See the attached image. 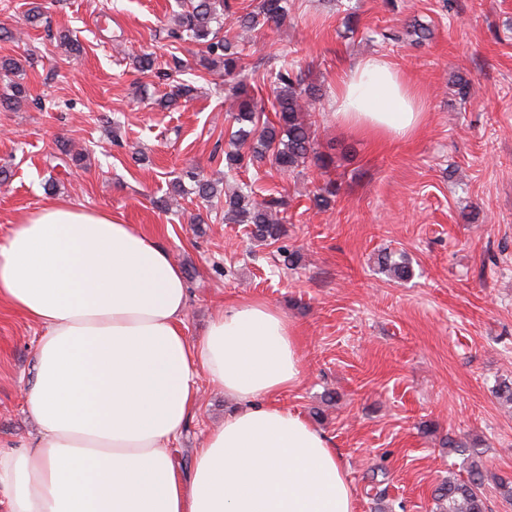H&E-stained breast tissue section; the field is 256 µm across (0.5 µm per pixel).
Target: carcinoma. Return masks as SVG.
<instances>
[{"label":"carcinoma","mask_w":512,"mask_h":512,"mask_svg":"<svg viewBox=\"0 0 512 512\" xmlns=\"http://www.w3.org/2000/svg\"><path fill=\"white\" fill-rule=\"evenodd\" d=\"M230 12L228 0H183L180 11L173 15L170 36L202 46L197 65L209 72H220L233 80L232 91L237 100L233 113L236 129L231 132L230 149L224 152L225 167L234 171L269 162L282 173L297 174L313 163L328 168L330 159L317 151L311 113L323 97V89L304 79L288 63L264 70L250 65L247 54L239 44H232L221 35L224 15ZM288 17V0H259L252 11H243L236 17L239 26L247 31L258 27L277 25ZM262 74V83L270 86L272 95L254 93L252 77ZM194 92L189 83L179 82L174 90L162 97L158 105L169 109L181 98ZM271 111L274 119L266 112ZM185 177L193 183L192 191L200 204L208 206L215 199L224 198V222L246 224L250 235L258 242L275 243L285 234L286 202L275 192L258 198L252 188H239L231 193L217 184L203 181L198 173L189 170ZM338 189L333 182L313 197L319 209H328L335 201ZM379 264L398 281L412 276L409 262L394 253H384ZM463 456L468 477L461 479L451 473L436 489L435 500L439 512H487L483 492V471L477 448H455Z\"/></svg>","instance_id":"1"}]
</instances>
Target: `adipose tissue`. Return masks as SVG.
<instances>
[{"label":"adipose tissue","mask_w":512,"mask_h":512,"mask_svg":"<svg viewBox=\"0 0 512 512\" xmlns=\"http://www.w3.org/2000/svg\"><path fill=\"white\" fill-rule=\"evenodd\" d=\"M335 118L351 136L417 133L420 90L379 55L343 73ZM188 283L155 236L54 200L0 242V303L40 326L24 398L37 433L0 451L6 512H354L327 436L279 402L303 379L298 330L264 301L230 302L197 340ZM235 401L183 472L170 448L197 378Z\"/></svg>","instance_id":"1"}]
</instances>
